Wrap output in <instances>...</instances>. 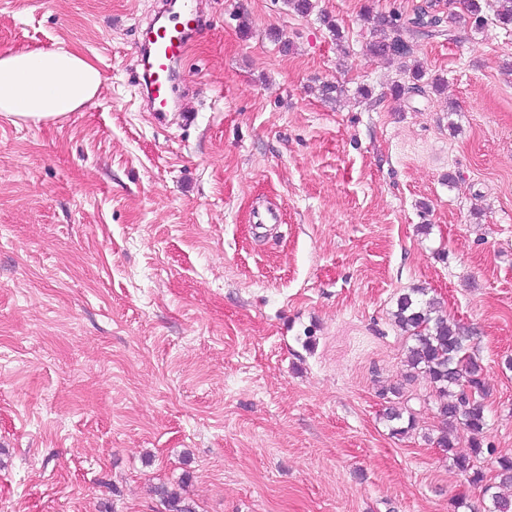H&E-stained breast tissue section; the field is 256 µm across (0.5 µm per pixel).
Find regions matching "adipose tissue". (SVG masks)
<instances>
[{
	"label": "adipose tissue",
	"instance_id": "ef3b65f1",
	"mask_svg": "<svg viewBox=\"0 0 512 512\" xmlns=\"http://www.w3.org/2000/svg\"><path fill=\"white\" fill-rule=\"evenodd\" d=\"M102 85L95 63L71 49L0 55V114L18 122L59 119L94 99Z\"/></svg>",
	"mask_w": 512,
	"mask_h": 512
}]
</instances>
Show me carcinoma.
Segmentation results:
<instances>
[{
    "label": "carcinoma",
    "mask_w": 512,
    "mask_h": 512,
    "mask_svg": "<svg viewBox=\"0 0 512 512\" xmlns=\"http://www.w3.org/2000/svg\"><path fill=\"white\" fill-rule=\"evenodd\" d=\"M495 20L502 26L512 25V0H496ZM441 19L428 7L419 5L412 15L402 19L394 15L383 16L371 32L368 49L381 58H407L413 53L410 36L416 31L436 28ZM423 72L416 68L409 71L412 84L398 82L393 92L399 96L405 92H423L418 81ZM424 290L417 289L403 294L397 301L395 322L413 344L407 350V363L430 380L443 401L437 412L445 430L436 439L438 447L448 453L456 467L467 476V481L482 488L489 502L487 512H512V496L504 490L512 487V456L498 458V481L488 483L484 473L472 460L484 453L482 437L486 427L485 399L487 396L483 370L469 352V337L448 317L437 313L434 302L420 299ZM387 421L395 423L392 431L403 435L413 427V420H404V412L391 407L386 412ZM407 426H402V423ZM461 426L471 434L470 453L456 452L450 429ZM164 512H197L194 502L181 492V487L162 485L157 489Z\"/></svg>",
    "instance_id": "1"
}]
</instances>
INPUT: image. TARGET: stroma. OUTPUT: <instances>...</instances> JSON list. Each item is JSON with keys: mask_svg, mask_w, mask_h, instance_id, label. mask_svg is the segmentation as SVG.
I'll return each mask as SVG.
<instances>
[{"mask_svg": "<svg viewBox=\"0 0 512 512\" xmlns=\"http://www.w3.org/2000/svg\"><path fill=\"white\" fill-rule=\"evenodd\" d=\"M192 2L203 26L159 118L139 39L161 0H0V54L73 49L103 76L58 120L0 115V512H161L155 487L180 482L198 512H484L393 313L421 288L469 336L494 478L512 31L494 0L481 25L435 0L412 58L446 86L398 97L399 61L366 45L422 0Z\"/></svg>", "mask_w": 512, "mask_h": 512, "instance_id": "stroma-1", "label": "stroma"}]
</instances>
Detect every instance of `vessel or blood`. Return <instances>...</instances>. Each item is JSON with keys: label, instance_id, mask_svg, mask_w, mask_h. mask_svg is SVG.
<instances>
[{"label": "vessel or blood", "instance_id": "obj_1", "mask_svg": "<svg viewBox=\"0 0 512 512\" xmlns=\"http://www.w3.org/2000/svg\"><path fill=\"white\" fill-rule=\"evenodd\" d=\"M168 21L151 20L144 32L139 51L144 66L146 97L153 111H172L175 101L174 65L180 61L186 42L201 27V20L191 6V0H180L178 6L164 4Z\"/></svg>", "mask_w": 512, "mask_h": 512}]
</instances>
